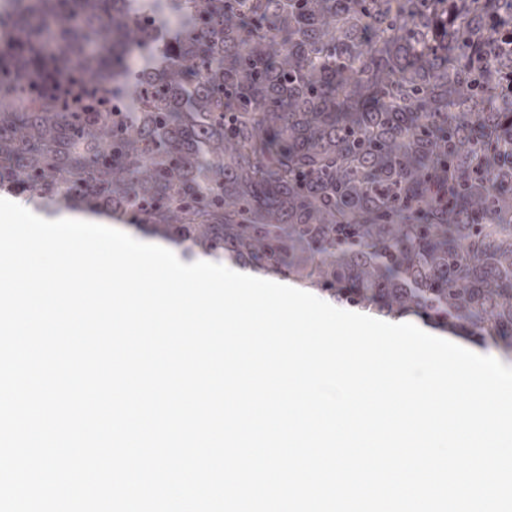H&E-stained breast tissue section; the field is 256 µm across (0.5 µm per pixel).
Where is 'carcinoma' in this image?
<instances>
[{
  "label": "carcinoma",
  "instance_id": "1",
  "mask_svg": "<svg viewBox=\"0 0 512 512\" xmlns=\"http://www.w3.org/2000/svg\"><path fill=\"white\" fill-rule=\"evenodd\" d=\"M504 0H0V190L512 360ZM111 40L98 41L102 27ZM94 69L112 100L63 88ZM507 25L509 27V34H507L506 38H500L499 33L496 32H493V35L489 36V38L491 42H496L491 50L494 59L501 66V69H497L495 73V88L501 87L502 91L503 88L505 91L506 87L507 92L512 95V65L510 67V62L512 64V25L509 22H507ZM505 61H508L509 65L504 63Z\"/></svg>",
  "mask_w": 512,
  "mask_h": 512
}]
</instances>
